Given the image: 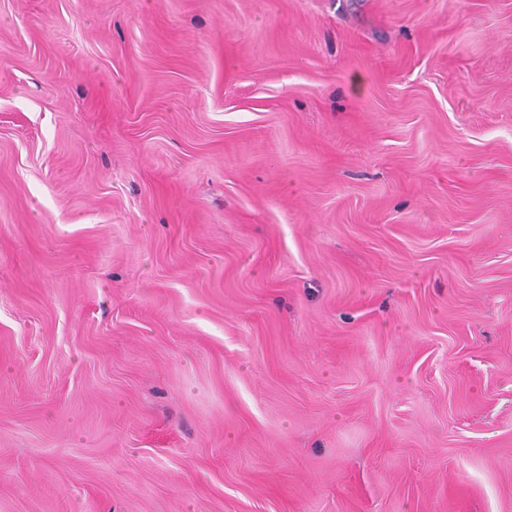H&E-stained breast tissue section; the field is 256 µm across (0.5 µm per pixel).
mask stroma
Returning <instances> with one entry per match:
<instances>
[{
  "instance_id": "obj_1",
  "label": "stroma",
  "mask_w": 512,
  "mask_h": 512,
  "mask_svg": "<svg viewBox=\"0 0 512 512\" xmlns=\"http://www.w3.org/2000/svg\"><path fill=\"white\" fill-rule=\"evenodd\" d=\"M0 512H512V0H0Z\"/></svg>"
}]
</instances>
